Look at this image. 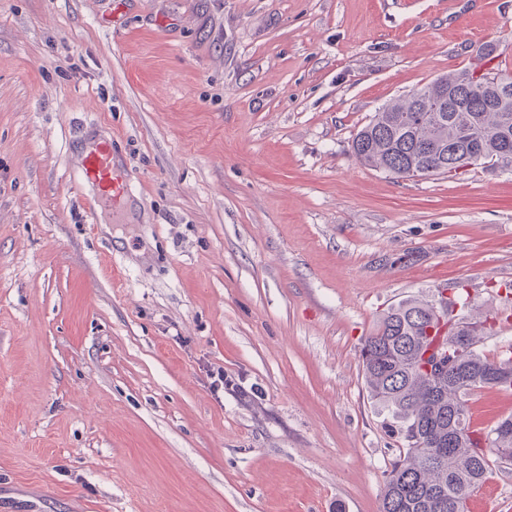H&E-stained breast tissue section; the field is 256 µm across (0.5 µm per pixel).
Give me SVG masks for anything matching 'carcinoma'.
Returning a JSON list of instances; mask_svg holds the SVG:
<instances>
[{
    "label": "carcinoma",
    "instance_id": "1",
    "mask_svg": "<svg viewBox=\"0 0 512 512\" xmlns=\"http://www.w3.org/2000/svg\"><path fill=\"white\" fill-rule=\"evenodd\" d=\"M496 44L479 46L474 66L456 70L398 98L375 113L352 140L363 164L395 179L415 170L458 175L454 161L477 136L482 163L499 164L512 150V96L498 98L490 78H512L495 67L475 69L495 57ZM389 307L365 337L361 358L372 402L400 424L405 448L390 463L381 512H466L467 503L492 472L512 459V415L485 433L471 429L469 397L486 387L512 390V344L485 350L474 337L497 335L512 320V304L475 312L464 285ZM445 359L455 373L427 367Z\"/></svg>",
    "mask_w": 512,
    "mask_h": 512
}]
</instances>
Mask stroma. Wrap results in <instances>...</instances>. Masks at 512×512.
<instances>
[{
    "label": "stroma",
    "mask_w": 512,
    "mask_h": 512,
    "mask_svg": "<svg viewBox=\"0 0 512 512\" xmlns=\"http://www.w3.org/2000/svg\"><path fill=\"white\" fill-rule=\"evenodd\" d=\"M486 42L512 71V0H0V512H380L404 442L363 340L446 284L499 306L512 168L351 142ZM101 135L121 212L78 174Z\"/></svg>",
    "instance_id": "35a3bbf8"
}]
</instances>
